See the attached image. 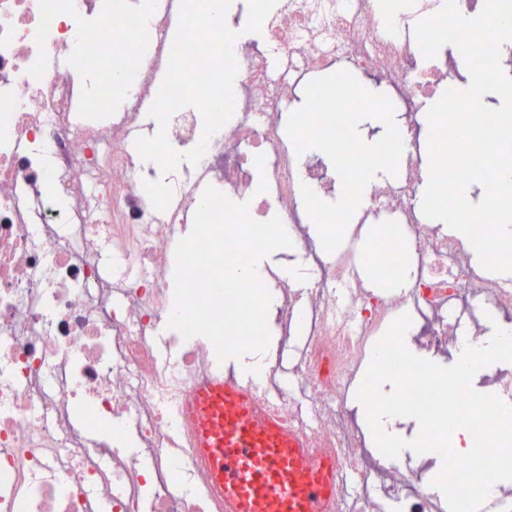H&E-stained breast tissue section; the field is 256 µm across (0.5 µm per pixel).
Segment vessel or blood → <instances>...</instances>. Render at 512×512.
<instances>
[{
	"instance_id": "1",
	"label": "vessel or blood",
	"mask_w": 512,
	"mask_h": 512,
	"mask_svg": "<svg viewBox=\"0 0 512 512\" xmlns=\"http://www.w3.org/2000/svg\"><path fill=\"white\" fill-rule=\"evenodd\" d=\"M258 400L252 379L218 369L196 378L180 402L195 420L193 446L224 493V512H334L333 483L306 436L257 410Z\"/></svg>"
}]
</instances>
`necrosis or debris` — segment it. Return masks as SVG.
<instances>
[{
	"instance_id": "4bbe7bcc",
	"label": "necrosis or debris",
	"mask_w": 512,
	"mask_h": 512,
	"mask_svg": "<svg viewBox=\"0 0 512 512\" xmlns=\"http://www.w3.org/2000/svg\"><path fill=\"white\" fill-rule=\"evenodd\" d=\"M444 0H285L264 46L235 41L232 119L209 141L196 176L171 174L164 202L131 131L149 111L180 23L170 0H0V512H220L174 407L210 368L213 343L168 326L169 257L200 203L197 178L260 220L277 211L313 260L309 290L282 293L312 340L295 368L306 404L279 390L271 407L303 432L341 497L363 472L347 391L374 338L418 309L438 344L464 323L512 309V281L473 265L471 244L422 212L417 122L401 137L400 176L375 185L364 214L387 238L414 243L412 301L374 293L328 260L306 229L302 186L332 196V162L297 153L284 131L299 84L271 57L311 75L335 64L384 81L410 103L444 87L447 63L423 65L417 22ZM351 289L339 301L337 287ZM399 512H436L410 465L393 463Z\"/></svg>"
}]
</instances>
